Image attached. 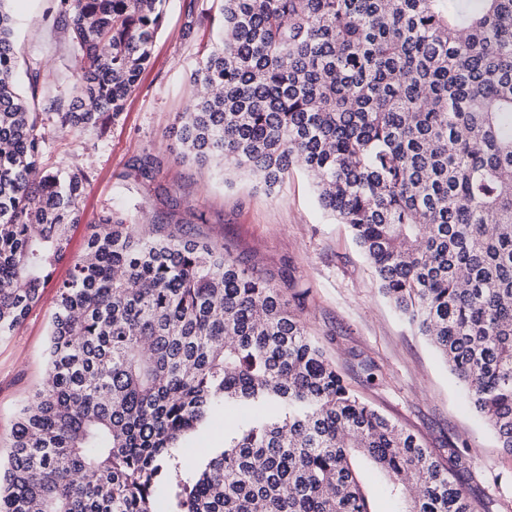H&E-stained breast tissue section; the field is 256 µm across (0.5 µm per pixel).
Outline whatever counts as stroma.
I'll use <instances>...</instances> for the list:
<instances>
[{
	"label": "stroma",
	"mask_w": 512,
	"mask_h": 512,
	"mask_svg": "<svg viewBox=\"0 0 512 512\" xmlns=\"http://www.w3.org/2000/svg\"><path fill=\"white\" fill-rule=\"evenodd\" d=\"M52 0H12L17 82L34 111L67 95L75 66L71 36L44 20ZM217 0H169L151 61L123 114L104 132L74 142L50 129L43 163L83 169L88 187L80 224L42 298L0 339V458H5L16 409L42 385L56 287L86 246L90 226L107 212L186 225L193 236L223 244L230 255L285 291L303 294L300 316L350 389L381 414L414 433L435 455L455 444L468 468L455 478L474 512H512V455L468 406L462 387L438 352L395 310L347 225L318 206L308 176L291 170L273 190L255 179L227 184L208 167L176 160L174 127L191 101L197 58L216 42ZM39 71L30 87V71ZM159 155L153 181L134 165Z\"/></svg>",
	"instance_id": "obj_1"
}]
</instances>
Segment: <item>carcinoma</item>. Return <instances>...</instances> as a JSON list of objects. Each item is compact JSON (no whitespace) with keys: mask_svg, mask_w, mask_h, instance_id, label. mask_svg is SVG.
Listing matches in <instances>:
<instances>
[{"mask_svg":"<svg viewBox=\"0 0 512 512\" xmlns=\"http://www.w3.org/2000/svg\"><path fill=\"white\" fill-rule=\"evenodd\" d=\"M0 0V338L42 295L88 178L46 170L45 120L75 138L137 89L166 0H56L69 99L13 83ZM190 72L177 159L273 190L297 166L380 289L434 344L512 454V0H220ZM161 166L136 159L149 179ZM47 377L18 409L0 512H371L357 461L400 512H472L420 441L361 402L282 290L176 224L92 225L58 285ZM229 402L259 414L182 474L178 448Z\"/></svg>","mask_w":512,"mask_h":512,"instance_id":"cac0c4a2","label":"carcinoma"}]
</instances>
